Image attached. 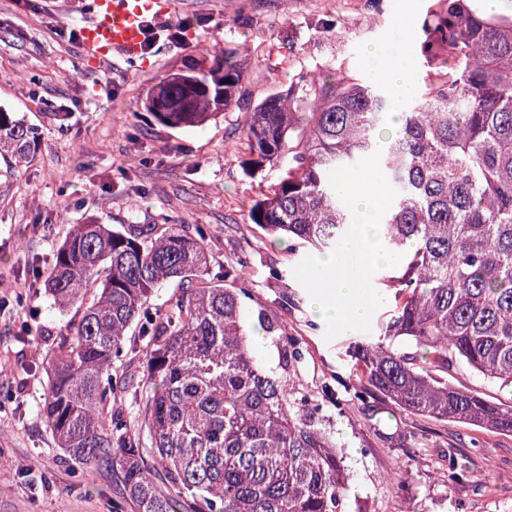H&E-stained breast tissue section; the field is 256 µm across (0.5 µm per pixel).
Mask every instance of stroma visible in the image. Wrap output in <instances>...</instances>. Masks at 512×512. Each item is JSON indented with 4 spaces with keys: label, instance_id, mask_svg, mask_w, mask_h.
I'll use <instances>...</instances> for the list:
<instances>
[{
    "label": "stroma",
    "instance_id": "obj_1",
    "mask_svg": "<svg viewBox=\"0 0 512 512\" xmlns=\"http://www.w3.org/2000/svg\"><path fill=\"white\" fill-rule=\"evenodd\" d=\"M385 4L375 15L369 0H179L181 42L100 62L58 33L89 22L87 0H0V108L41 133L27 164L0 157V512H114L121 499L110 470L65 458L41 414L66 318L38 281L72 225L88 219L200 226L212 270L245 261L250 310L281 329L257 334L255 358L286 375L294 398L319 404L315 419L351 477L350 512H512V434L409 414L380 395L352 400L344 351L358 331L325 340L292 275L296 258L249 220L284 169L245 173L248 112L302 73L344 64L367 78L370 44L413 43L431 0ZM329 15L341 17L340 37L321 33ZM226 48L242 63L241 106L186 130L144 108L157 76ZM285 335L303 347L287 367ZM452 456L468 466L459 483L448 480Z\"/></svg>",
    "mask_w": 512,
    "mask_h": 512
}]
</instances>
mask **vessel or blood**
Returning a JSON list of instances; mask_svg holds the SVG:
<instances>
[{
  "mask_svg": "<svg viewBox=\"0 0 512 512\" xmlns=\"http://www.w3.org/2000/svg\"><path fill=\"white\" fill-rule=\"evenodd\" d=\"M91 20L81 31L84 49L97 61L119 54L138 59L146 46V28L169 20L174 0H90Z\"/></svg>",
  "mask_w": 512,
  "mask_h": 512,
  "instance_id": "obj_1",
  "label": "vessel or blood"
}]
</instances>
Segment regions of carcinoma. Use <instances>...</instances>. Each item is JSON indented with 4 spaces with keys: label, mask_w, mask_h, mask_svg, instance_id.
Returning <instances> with one entry per match:
<instances>
[{
    "label": "carcinoma",
    "mask_w": 512,
    "mask_h": 512,
    "mask_svg": "<svg viewBox=\"0 0 512 512\" xmlns=\"http://www.w3.org/2000/svg\"><path fill=\"white\" fill-rule=\"evenodd\" d=\"M414 51L428 68L417 96L336 77L300 75L248 112L244 170L287 164L249 211L271 242L329 254L352 222L328 182L381 149L397 190L379 226L402 255L373 279L381 340L345 356L359 386L402 410L512 433V405L448 381L458 363L512 390V16L481 0H432ZM235 52L158 79L168 111L195 128L240 103ZM37 129L0 108V154L33 157ZM173 284L159 313L150 301ZM65 323L48 362L42 415L71 461L112 469L132 512H348L349 475L315 408L252 352L242 271H210L206 234L182 224H74L45 274ZM146 342L140 418L105 414L132 378L112 375L126 337Z\"/></svg>",
    "instance_id": "1"
}]
</instances>
